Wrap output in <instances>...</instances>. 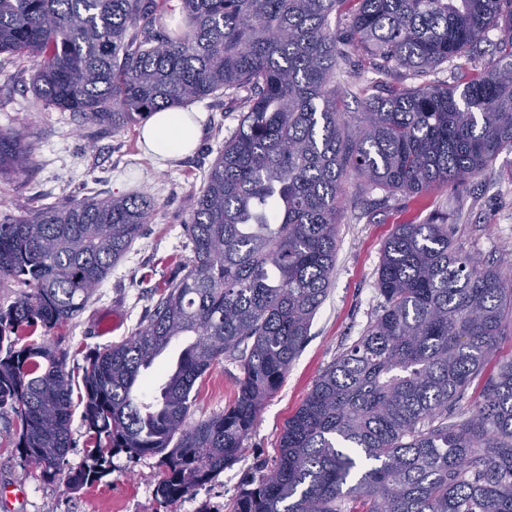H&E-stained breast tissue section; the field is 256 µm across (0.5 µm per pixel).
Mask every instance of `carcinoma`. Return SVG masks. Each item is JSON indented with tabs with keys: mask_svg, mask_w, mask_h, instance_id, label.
Returning a JSON list of instances; mask_svg holds the SVG:
<instances>
[{
	"mask_svg": "<svg viewBox=\"0 0 512 512\" xmlns=\"http://www.w3.org/2000/svg\"><path fill=\"white\" fill-rule=\"evenodd\" d=\"M0 0V54L33 57L46 106L118 134L162 109L225 98L242 112L200 187L180 275L146 323L86 358L74 392L38 330L68 325L141 237L146 195L74 197L0 215V414L12 456L67 487L113 456L158 458L169 508L245 450L263 401L310 336L336 265V199L348 170L388 193L428 194L512 153V0ZM498 33L497 39L490 32ZM494 52L476 57L482 45ZM355 52L378 78L357 88L353 133L336 94ZM448 63L452 84L388 86ZM25 128L0 129V177L29 171ZM448 214L400 224L377 272L382 302L288 418L273 470L230 512H512V357L487 371L512 324V278L448 235ZM191 337L164 382L146 372ZM239 363L223 412L190 421L196 381ZM480 402L464 405L474 381ZM82 407L83 464L67 468ZM456 414L460 421L450 423Z\"/></svg>",
	"mask_w": 512,
	"mask_h": 512,
	"instance_id": "obj_1",
	"label": "carcinoma"
}]
</instances>
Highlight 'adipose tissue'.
Masks as SVG:
<instances>
[{
    "mask_svg": "<svg viewBox=\"0 0 512 512\" xmlns=\"http://www.w3.org/2000/svg\"><path fill=\"white\" fill-rule=\"evenodd\" d=\"M199 135V126L189 113L165 109L146 120L141 139L153 153L168 158L192 150Z\"/></svg>",
    "mask_w": 512,
    "mask_h": 512,
    "instance_id": "ef3b65f1",
    "label": "adipose tissue"
}]
</instances>
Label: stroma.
<instances>
[{
	"label": "stroma",
	"instance_id": "obj_1",
	"mask_svg": "<svg viewBox=\"0 0 512 512\" xmlns=\"http://www.w3.org/2000/svg\"><path fill=\"white\" fill-rule=\"evenodd\" d=\"M32 59L0 57V128L27 127L34 142V165L26 176L11 181L10 190L31 205L48 206L67 198L146 193L154 209L144 234L111 275L96 289L85 311L69 326L46 332L45 341L63 352L66 368L80 376L90 352L125 340L147 322L166 281L178 269L183 226L193 210L195 194L225 135L238 125L239 112L223 100L195 102L199 116L198 144L189 156L158 159L141 140L140 127L115 134L90 128L71 113L37 104L31 88ZM371 72L357 59L342 65L336 91L344 117L358 125L363 110L354 98L357 86ZM457 214L448 225L453 241L487 265H500L504 276L512 267V153L502 154L492 173L436 194L410 198L384 196L348 172L340 196L336 267L328 294L310 329V337L279 388L262 404L243 454L219 477L179 501L176 512H229L241 484L273 469L278 440L288 418L311 391L316 379L361 335L379 309L377 269L384 246L397 225L423 224L438 212ZM238 364L225 357L195 384L192 420L221 413L235 397ZM155 458L112 459V471L96 485L69 490L65 479L45 483L29 474L0 445V485L19 486L18 499H0V512H163L155 498Z\"/></svg>",
	"mask_w": 512,
	"mask_h": 512
}]
</instances>
